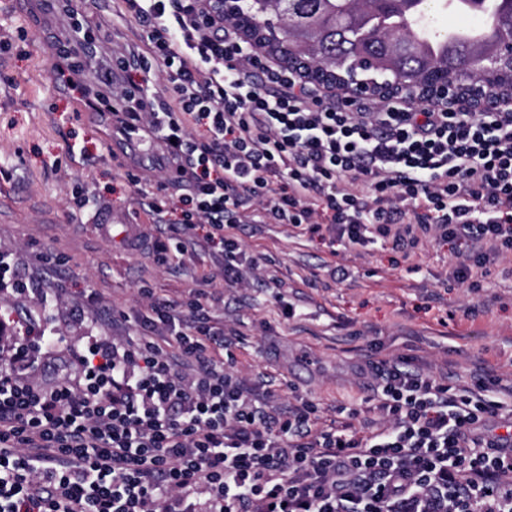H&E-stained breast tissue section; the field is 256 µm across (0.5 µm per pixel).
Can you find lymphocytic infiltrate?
<instances>
[{"instance_id":"obj_1","label":"lymphocytic infiltrate","mask_w":512,"mask_h":512,"mask_svg":"<svg viewBox=\"0 0 512 512\" xmlns=\"http://www.w3.org/2000/svg\"><path fill=\"white\" fill-rule=\"evenodd\" d=\"M144 45L103 59L99 43H52L53 83L136 135L140 172H177L188 196L157 198L183 228L203 224L225 280L254 269L234 234L257 204L264 224L332 232L346 247L411 251L461 241L455 268L512 254V103L467 98L381 104L312 88L302 68L244 52L223 0H123ZM160 69L167 91L150 75ZM131 70L141 82L125 80ZM174 349L127 337L76 352L70 372L54 326L41 345L0 348V512H512V434L489 435L502 409L494 379L455 392L398 357L374 365L388 428L368 437L314 428L312 403L280 415L209 347H223L202 304H150Z\"/></svg>"}]
</instances>
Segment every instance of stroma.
<instances>
[{
    "label": "stroma",
    "instance_id": "stroma-1",
    "mask_svg": "<svg viewBox=\"0 0 512 512\" xmlns=\"http://www.w3.org/2000/svg\"><path fill=\"white\" fill-rule=\"evenodd\" d=\"M71 5L105 25V51L143 36L120 0ZM55 35L69 33L44 0H0V39L12 44L0 53V252L32 287L62 285L55 326L71 349L150 333L151 297L185 306L200 291L224 328L226 369L281 409L312 402L319 430L378 420L365 369L381 360L410 358L457 388L487 373L512 384V255L473 269L477 292L456 280L453 244L359 252L289 224L242 225L257 265L242 284L225 282L224 256L202 228L167 231L158 258L152 194L130 183L129 161L114 160L111 127L51 82Z\"/></svg>",
    "mask_w": 512,
    "mask_h": 512
}]
</instances>
